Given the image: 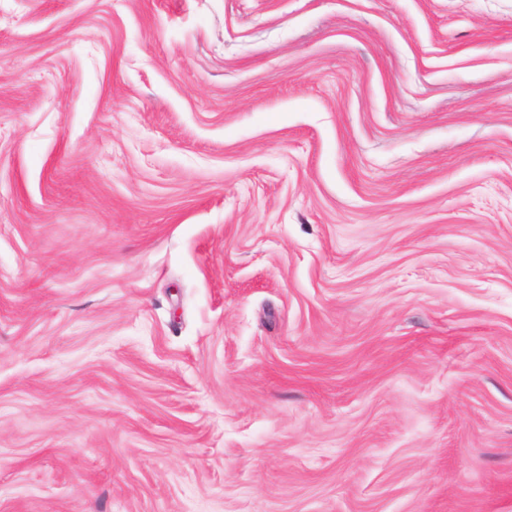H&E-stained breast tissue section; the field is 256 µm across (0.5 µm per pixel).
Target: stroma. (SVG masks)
Listing matches in <instances>:
<instances>
[{
    "label": "stroma",
    "instance_id": "obj_1",
    "mask_svg": "<svg viewBox=\"0 0 512 512\" xmlns=\"http://www.w3.org/2000/svg\"><path fill=\"white\" fill-rule=\"evenodd\" d=\"M0 512H512V0H0Z\"/></svg>",
    "mask_w": 512,
    "mask_h": 512
}]
</instances>
